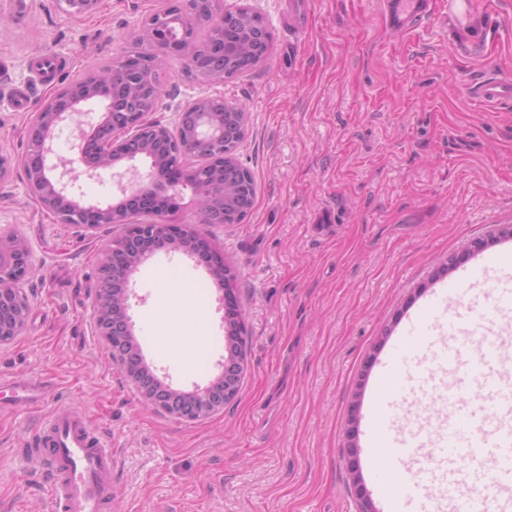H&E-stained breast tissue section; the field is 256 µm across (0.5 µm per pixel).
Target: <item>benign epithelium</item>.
<instances>
[{
    "instance_id": "7a95c632",
    "label": "benign epithelium",
    "mask_w": 512,
    "mask_h": 512,
    "mask_svg": "<svg viewBox=\"0 0 512 512\" xmlns=\"http://www.w3.org/2000/svg\"><path fill=\"white\" fill-rule=\"evenodd\" d=\"M70 15L91 13L100 0H60ZM226 14L219 0H182L177 13H154L146 20L134 44L143 47L138 62L122 55L102 67L87 69L79 78L68 82L39 111L33 113L26 126L27 152L20 159L0 153V178L14 168L23 169L27 195L50 212L60 224H73L93 230L103 224H134L139 241L121 240L127 252L128 265L123 274L112 270V248L102 254L99 268L93 320L96 332L111 355L122 362L121 372L134 386L142 400L157 411H163L182 422L193 423L224 411V406L239 396V387L226 383L224 370L205 385L190 390L169 383L150 381L153 372L138 362L141 346L129 332V300L133 289L131 275L144 261L143 248L164 247L188 256L211 251L210 245L197 237L191 228L177 229L168 224L166 200L170 190L182 184L191 188L202 222L210 223L212 206L224 199V179L219 170L238 165L237 148L224 147V114L212 110L214 96L200 95L180 106L174 123L150 120L147 115L158 108L159 97L150 96L139 103L145 71L163 66L173 52H180L186 68L196 69L195 58L184 49V41L197 25L204 24L224 34ZM207 52L216 57L213 69L203 74V81L224 83L222 60L224 42L208 45ZM124 93L134 103L125 118L115 119L114 96ZM93 101L103 103L104 112L95 122L89 120L85 106ZM64 125L78 131L73 154L59 157L53 145L54 134ZM170 143L173 156L184 163L199 159L186 172L204 167L209 173L196 181L167 179L162 176L169 162L156 154L154 143ZM150 161L146 175L124 182L125 173H113L120 192L125 196L117 205L85 204L74 197L73 187L82 175L93 176L112 170L119 161ZM31 271V252L27 242L12 237L0 242V343L20 335L28 311L29 297L25 280ZM349 475L356 490L357 512H378L365 490L362 475L350 465Z\"/></svg>"
}]
</instances>
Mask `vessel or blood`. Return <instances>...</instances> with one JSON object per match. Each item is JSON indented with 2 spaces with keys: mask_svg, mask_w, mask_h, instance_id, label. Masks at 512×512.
<instances>
[{
  "mask_svg": "<svg viewBox=\"0 0 512 512\" xmlns=\"http://www.w3.org/2000/svg\"><path fill=\"white\" fill-rule=\"evenodd\" d=\"M431 9V0H383L382 18L386 27L407 32L429 16ZM467 93L481 106L494 109L512 102V79L488 73L472 81ZM492 268H512V253L488 256L463 269L451 289L467 287ZM423 347L434 348L441 365L452 355L472 358V379L489 391L488 398L476 405L457 388L443 393L446 410L440 415V442L432 461L420 454L423 430L397 425L385 391L386 380ZM497 356V349L469 340L451 347L432 336L418 318L392 346L371 390L364 425L372 485L383 497L387 512H408L409 501L426 499L435 481L444 495L455 497L464 483L456 467L460 461L472 464L466 483L477 495H492L498 487L512 485V428L500 422L501 417L512 414V387L502 384L496 373ZM14 392L17 401L24 403L38 405L45 399L42 384L23 378L15 380ZM32 453L43 461L55 512H107L112 501V448L87 416L62 405L54 407Z\"/></svg>",
  "mask_w": 512,
  "mask_h": 512,
  "instance_id": "vessel-or-blood-1",
  "label": "vessel or blood"
}]
</instances>
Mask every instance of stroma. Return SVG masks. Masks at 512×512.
Here are the masks:
<instances>
[{
  "instance_id": "1",
  "label": "stroma",
  "mask_w": 512,
  "mask_h": 512,
  "mask_svg": "<svg viewBox=\"0 0 512 512\" xmlns=\"http://www.w3.org/2000/svg\"><path fill=\"white\" fill-rule=\"evenodd\" d=\"M380 0H221L267 22V60L209 87L169 57L154 119L207 92L245 106L237 157L256 183L239 224H205L177 187L175 224L192 225L237 277L248 367L237 401L188 424L145 405L93 326L102 249L121 224H60L0 179V238L23 236L34 271L19 336L0 343V378L51 382L48 407L0 388V512H54L40 463L21 451L49 406L91 416L112 446L110 512H356L349 451L366 468L371 386L395 339L459 268L512 248V105L487 110L465 87L512 75V0H432L411 32L387 31ZM169 0H102L71 16L54 0H0V152L26 151L32 112L86 69L119 57ZM482 249H475V242ZM179 267L209 335L200 360L166 356L182 310L159 314L157 272ZM131 330L158 378L189 389L225 356L218 286L198 261L158 250L132 276ZM494 280L462 296L459 338L498 341L512 376V312Z\"/></svg>"
}]
</instances>
